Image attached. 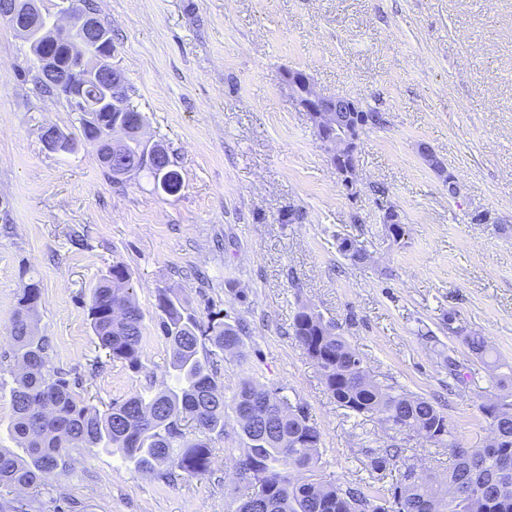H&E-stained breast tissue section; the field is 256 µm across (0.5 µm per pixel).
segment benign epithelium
<instances>
[{"label":"benign epithelium","mask_w":512,"mask_h":512,"mask_svg":"<svg viewBox=\"0 0 512 512\" xmlns=\"http://www.w3.org/2000/svg\"><path fill=\"white\" fill-rule=\"evenodd\" d=\"M72 0H62L51 22L53 32H61V38H67L68 30L75 22ZM70 54L79 62V67L100 82L118 87L123 80V72L112 63V57L94 53L86 41L75 42ZM283 83L288 87V94L307 114L313 123L317 136L322 143L330 162L345 158L350 159L352 170H357L359 149L355 146L356 137L351 129L334 136H326V131L335 127L341 119L338 112H351L353 106L342 98H331L317 90L311 78L304 72L288 71L282 75Z\"/></svg>","instance_id":"1"}]
</instances>
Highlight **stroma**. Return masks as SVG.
I'll return each mask as SVG.
<instances>
[{"label":"stroma","instance_id":"stroma-1","mask_svg":"<svg viewBox=\"0 0 512 512\" xmlns=\"http://www.w3.org/2000/svg\"><path fill=\"white\" fill-rule=\"evenodd\" d=\"M96 3L146 117L142 141L169 148L182 186L164 193L146 171L112 182L87 145L48 151L43 127L73 132L79 115L35 93L29 45L0 20V448L17 446L6 353L20 290L33 280L54 366L98 408L167 381L155 295L171 288L196 312L212 302L248 322L242 358L217 365L225 395L249 377L306 407L325 475L371 481L367 448L394 445L442 472L448 452L389 438L336 406L290 334L302 302L340 326L378 382L445 397L459 441L481 445L489 429L479 406L503 389L479 368L449 394L443 356L464 362L468 351L445 319L455 313L512 367V0ZM288 70L382 113L383 125L361 135L356 197L289 97ZM423 144L456 176L458 194L424 162ZM380 186L406 226L401 244L381 222ZM481 211L492 223H474ZM343 238L368 261L346 260ZM116 261L130 268L145 314L140 373L105 358L87 317L91 289ZM229 281L246 302L226 294ZM211 446L209 474L170 483L104 449L74 451L69 500L50 480L37 492L41 512H233L234 419Z\"/></svg>","mask_w":512,"mask_h":512}]
</instances>
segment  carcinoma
I'll list each match as a JSON object with an SVG mask.
<instances>
[{"mask_svg": "<svg viewBox=\"0 0 512 512\" xmlns=\"http://www.w3.org/2000/svg\"><path fill=\"white\" fill-rule=\"evenodd\" d=\"M19 4L9 19L12 27L45 30V36L30 45L38 59L45 44L54 40L49 14L33 8L30 0ZM54 54L56 75L48 78L38 72L35 89L47 97L64 96L72 112L102 102L97 84L74 69L68 42L57 40ZM131 93L127 83L112 91L93 119L80 120V139L92 146L112 181L146 170L157 188L176 193L181 180L168 149L159 143L148 149L138 138L146 117L133 106ZM116 122L127 131L115 142L111 130ZM117 150L130 159L125 173L110 163ZM40 299L39 283L25 284L12 322L9 357L20 368L11 388L12 432L25 456L0 448V487L34 490L54 476L71 475L72 451L80 448H106L134 469L164 480L177 470L204 476L211 470L212 437L224 435L230 410L244 445L236 462L244 492L235 512H512V400L496 396L479 406L490 437L479 448H466L437 402L383 387L336 323L308 304L298 307L292 336L317 366L336 405L376 422L386 433L429 437L431 447L448 449L447 472H419L403 461L402 449L392 447L363 449L373 472L401 466L396 483L386 491L324 476L321 433L304 406L251 379L239 382L231 402L224 400L215 363L219 355L241 352L247 336L244 320L230 323L213 310L203 320L169 288L157 290L156 310L169 344L174 384L137 392L102 411L82 399L76 383L52 366L50 340L35 322ZM88 315L106 357L142 371L144 313L123 262H114L93 288ZM455 321L454 313H448V333L463 335L473 363L488 371L498 369L486 338L464 333ZM444 363L455 385L464 383L466 367L451 355Z\"/></svg>", "mask_w": 512, "mask_h": 512, "instance_id": "cac0c4a2", "label": "carcinoma"}]
</instances>
